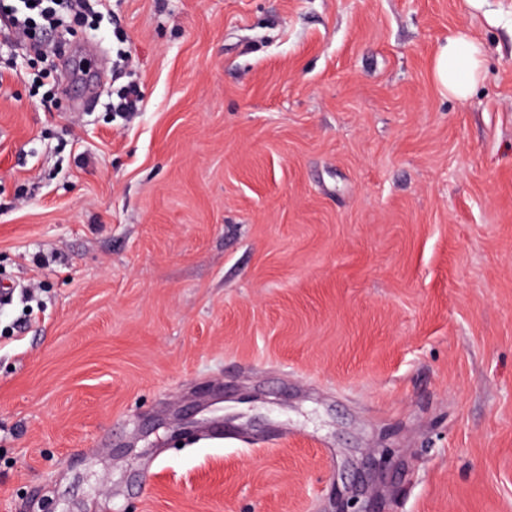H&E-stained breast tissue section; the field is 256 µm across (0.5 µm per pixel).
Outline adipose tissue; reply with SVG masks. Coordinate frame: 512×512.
<instances>
[{
    "label": "adipose tissue",
    "instance_id": "adipose-tissue-1",
    "mask_svg": "<svg viewBox=\"0 0 512 512\" xmlns=\"http://www.w3.org/2000/svg\"><path fill=\"white\" fill-rule=\"evenodd\" d=\"M482 74V48L466 31L449 36L434 56L433 76L437 86L457 99H467Z\"/></svg>",
    "mask_w": 512,
    "mask_h": 512
}]
</instances>
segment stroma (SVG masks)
Segmentation results:
<instances>
[{
  "mask_svg": "<svg viewBox=\"0 0 512 512\" xmlns=\"http://www.w3.org/2000/svg\"><path fill=\"white\" fill-rule=\"evenodd\" d=\"M106 9L0 44V512H512V0ZM482 74L481 45L464 30L449 36L434 56L433 76L437 86L457 99L466 100Z\"/></svg>",
  "mask_w": 512,
  "mask_h": 512,
  "instance_id": "35a3bbf8",
  "label": "stroma"
}]
</instances>
